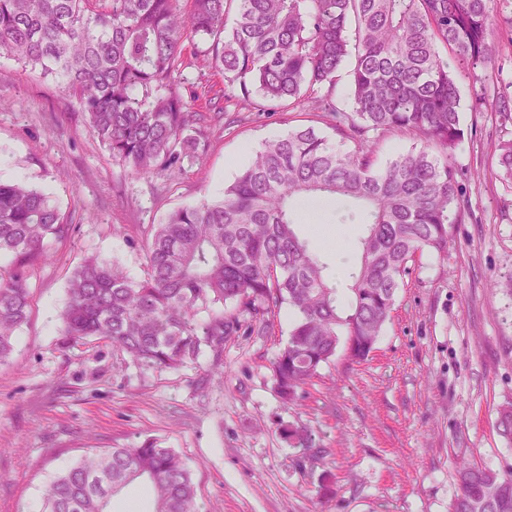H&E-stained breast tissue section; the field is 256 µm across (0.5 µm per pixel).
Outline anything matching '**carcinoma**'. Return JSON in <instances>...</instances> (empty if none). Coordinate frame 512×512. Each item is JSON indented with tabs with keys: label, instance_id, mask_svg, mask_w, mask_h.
<instances>
[{
	"label": "carcinoma",
	"instance_id": "carcinoma-1",
	"mask_svg": "<svg viewBox=\"0 0 512 512\" xmlns=\"http://www.w3.org/2000/svg\"><path fill=\"white\" fill-rule=\"evenodd\" d=\"M512 25L495 0H0V51L22 69L64 79L93 136L136 176H174L197 157L194 115L179 93L183 44L224 74V96L244 108L259 93L297 100L335 84L351 63V110L329 96L338 150L310 127L264 142L222 197L179 207L150 225L145 276L90 256L72 272L60 313L68 342L98 338L133 361L177 369L243 325L268 324L286 304L296 317L271 363L284 402L335 355L368 357L408 274L425 250L448 246L460 213L451 156L464 137L458 77L477 79L495 55L494 24ZM449 51L444 57L440 48ZM379 133H413L420 148L376 163ZM512 180V140L497 147ZM338 205L339 224H362L348 273V312L327 264L296 230L298 204ZM65 226L41 190L0 181V363L27 322L25 268L50 257ZM135 481L153 512H197L190 472L170 448L98 450L52 478L42 512H110ZM450 512H512V471L461 462Z\"/></svg>",
	"mask_w": 512,
	"mask_h": 512
}]
</instances>
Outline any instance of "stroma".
Here are the masks:
<instances>
[{
    "label": "stroma",
    "instance_id": "1",
    "mask_svg": "<svg viewBox=\"0 0 512 512\" xmlns=\"http://www.w3.org/2000/svg\"><path fill=\"white\" fill-rule=\"evenodd\" d=\"M478 81L459 83L464 139L453 155L461 221L448 249L409 263L372 352L344 349L285 404L271 360L294 315L281 307L263 333L177 370L134 363L103 339L65 342L59 313L71 272L95 255L134 278L146 270L145 232L172 210L222 195L250 152L289 130L330 133L334 119L308 100L223 99L224 76L193 59L180 88L203 115L196 161L176 179L137 178L90 134L59 80L36 78L0 53V181L50 193L67 231L52 258L29 267L32 303L0 364V512H41L45 485L93 450L144 441L173 449L189 470L201 512H449L456 468L512 469V440L497 427L512 404V181L494 151L512 139V27ZM485 94L473 111L476 91ZM334 205L299 209L298 232L344 283L359 224ZM310 434L309 448L288 436Z\"/></svg>",
    "mask_w": 512,
    "mask_h": 512
}]
</instances>
